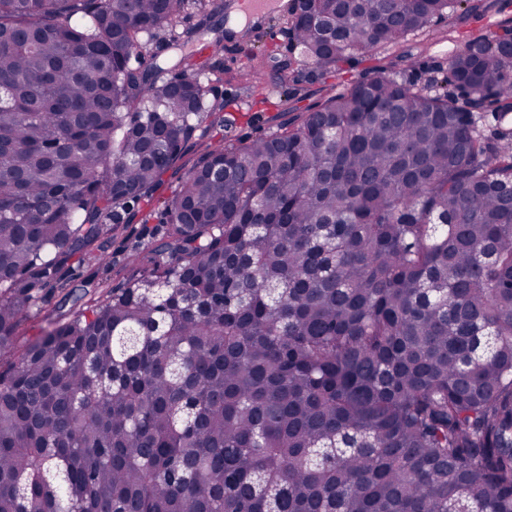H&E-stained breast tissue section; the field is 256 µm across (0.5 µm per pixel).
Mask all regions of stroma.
<instances>
[{
    "instance_id": "35a3bbf8",
    "label": "stroma",
    "mask_w": 512,
    "mask_h": 512,
    "mask_svg": "<svg viewBox=\"0 0 512 512\" xmlns=\"http://www.w3.org/2000/svg\"><path fill=\"white\" fill-rule=\"evenodd\" d=\"M218 2L190 0L181 14V26L185 29L196 26L202 13L206 12L211 16L212 31L224 33V58L220 63L223 75L215 88L218 97L224 101L225 112L233 114L235 122L233 126L223 128L213 115L199 125L188 141L182 159L165 175L163 185L153 195V206L158 210L171 197L186 169L197 161L204 144L273 132L280 123L350 87L378 65L388 67L392 73L417 86L438 89L449 56L473 33L489 34L503 21L512 20V0H492V8L482 16L475 17L460 10L452 16L434 19L427 29L408 35L399 43L381 44L368 54L352 56L331 73H320L311 64L299 66L297 94L288 98L277 78L278 61L289 57L288 15L273 16L272 33L256 30L248 37L237 33L230 35L226 32L225 14L218 9ZM259 62L264 65L261 82L254 88H244L239 80L240 72L250 70ZM157 226L158 221L154 218L145 225L140 220H133L112 242V267L90 261L80 267L81 276L95 277L110 289L122 286L137 271L134 256L151 242L150 236L144 233L145 228Z\"/></svg>"
}]
</instances>
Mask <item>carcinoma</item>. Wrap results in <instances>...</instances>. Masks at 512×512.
Listing matches in <instances>:
<instances>
[{
  "label": "carcinoma",
  "instance_id": "carcinoma-1",
  "mask_svg": "<svg viewBox=\"0 0 512 512\" xmlns=\"http://www.w3.org/2000/svg\"><path fill=\"white\" fill-rule=\"evenodd\" d=\"M464 0H304L329 71ZM185 0H0V354L224 111ZM287 96L292 63L278 65ZM209 146L150 269L0 363V512H512V21Z\"/></svg>",
  "mask_w": 512,
  "mask_h": 512
}]
</instances>
